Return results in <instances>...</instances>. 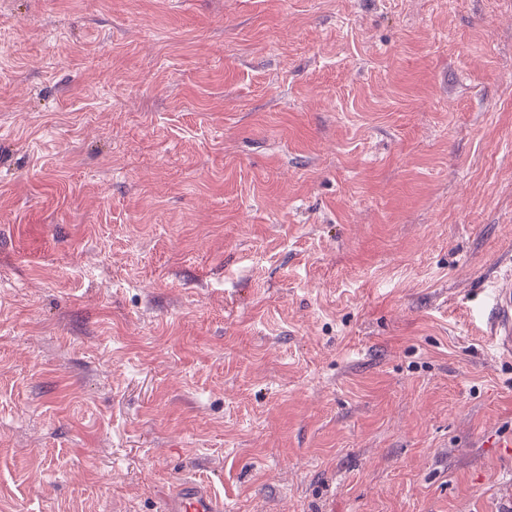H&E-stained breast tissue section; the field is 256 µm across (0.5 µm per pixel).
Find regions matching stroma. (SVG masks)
Returning <instances> with one entry per match:
<instances>
[{"label":"stroma","instance_id":"1","mask_svg":"<svg viewBox=\"0 0 512 512\" xmlns=\"http://www.w3.org/2000/svg\"><path fill=\"white\" fill-rule=\"evenodd\" d=\"M512 0H0V512H512ZM491 310L486 318L491 345L499 354L512 355V271H506L490 289ZM224 497L210 485L197 480L185 481L166 497L163 512H224Z\"/></svg>","mask_w":512,"mask_h":512}]
</instances>
